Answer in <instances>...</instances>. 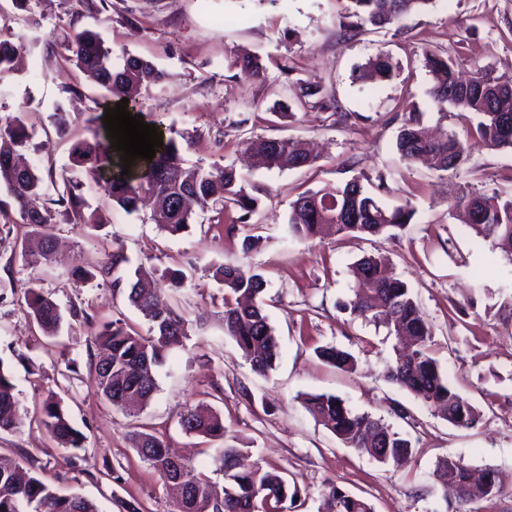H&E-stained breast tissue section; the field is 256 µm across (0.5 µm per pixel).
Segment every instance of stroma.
<instances>
[{"label":"stroma","instance_id":"obj_1","mask_svg":"<svg viewBox=\"0 0 512 512\" xmlns=\"http://www.w3.org/2000/svg\"><path fill=\"white\" fill-rule=\"evenodd\" d=\"M344 0H89L73 10L69 0H31L29 11L0 0V37L23 40L18 70L0 80V117L20 114L31 135L26 157L43 179L47 197L71 166L72 142L88 134L100 90L65 62L71 30L96 31L114 54L151 61L167 74L142 100L159 115L167 137L184 150L187 164L239 165V140L294 137L312 142L316 164L301 170L247 172L259 243L242 253V234L228 235L235 207L199 213L189 231H161L149 211L127 214L112 207L102 187L86 194L105 218L102 231L83 224L57 226L62 256L47 271L24 266L18 256L28 232L17 209L0 215V362L8 367L19 405V424L0 432V458L36 470L63 495L94 501L100 512H175L164 482L142 462L128 439L135 426L164 433L212 481L222 482L216 443L182 432L183 407L207 402L224 417L227 444L249 448L285 476L303 500L294 512H317L328 484L370 500L375 512H451L432 472L451 456L473 469H494L504 492L495 512H512V262L490 243L476 240L453 217L448 203L460 192L493 196L512 187V149L475 144L455 174L417 164L404 167L396 153L400 126L416 112L433 129L464 134L453 111L439 110L428 90L422 52L452 59L462 74L475 69L512 77V0H436L426 12L405 16L399 28L339 36ZM262 55L265 81L245 79L231 62L243 52ZM389 55L391 79L361 80L369 58ZM316 85L338 112L305 108L294 97ZM288 103L292 115L271 111ZM66 113L57 125L55 108ZM389 172L379 195L386 206L411 204L416 214L399 236L329 237L300 242L286 232L298 193L354 176ZM123 245L132 264L162 272L185 271L184 292L159 291L162 302L183 313L187 336L156 370L158 389L137 415L119 410L90 372L93 333L115 319L141 334L148 323L110 284L74 283L73 265L93 266L105 248ZM389 259L413 288L433 327L437 356L450 383L482 413L476 427L460 429L384 378L393 359L385 327L351 319L340 302L352 294L350 265L362 256ZM246 261L266 281L264 308L280 356L268 376L254 374L224 334V288L217 266ZM50 297L64 320L57 339L46 337L25 311V293ZM333 345L358 358L349 374L319 360L316 347ZM305 393H331L412 439V456L381 464L343 446L305 409ZM60 398L84 447L58 446L42 422L50 397ZM407 418H398L394 406Z\"/></svg>","mask_w":512,"mask_h":512}]
</instances>
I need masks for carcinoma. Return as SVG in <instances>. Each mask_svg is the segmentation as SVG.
I'll return each mask as SVG.
<instances>
[{
    "mask_svg": "<svg viewBox=\"0 0 512 512\" xmlns=\"http://www.w3.org/2000/svg\"><path fill=\"white\" fill-rule=\"evenodd\" d=\"M349 6L340 23L344 32H357L367 25L387 29L403 16L429 7L434 0H348ZM67 61L91 83L103 88L101 108L128 99V107L140 109L142 93L161 84L164 72L139 57H115L99 34L83 29L67 39ZM23 48L9 40H0V80L13 70L15 58ZM424 66L432 76L429 95L444 111L451 107L469 122L470 136L461 139L454 132L440 138L431 137L415 117L403 120L396 140L400 160L412 166L423 163L439 172L454 171L466 164L471 142L490 149L512 148V78L496 77L484 69L464 79L448 57L433 51L423 52ZM235 65L254 81L266 79V67L258 55L245 56ZM395 65L385 54L370 58L361 69V77L371 80L391 78ZM317 87H302L295 93L303 105L325 108ZM91 137L74 142L70 148L71 167L56 185L55 199L45 198L42 178L36 169L13 163L17 152L27 147L29 135L17 117L0 118V191L18 207L23 223L34 228L24 241L22 261L42 270L54 262L56 211L68 224H85L99 229L104 222L98 211H87L85 189L92 181L104 180L105 192L112 205L128 214L147 207L151 219L163 231L178 235L193 223L191 209L182 207L189 198L201 209L217 201L231 204L240 211L237 225H248L256 211L257 200L247 191V180L231 166L205 168L188 165L182 147L171 138H162L152 160L137 158L130 174H122L123 152L111 146L102 122V114L88 118ZM244 152L255 157L260 166L272 170L300 169L314 166L316 157L307 143L298 138H243L238 142ZM387 189V174L378 173L376 182L366 187L363 177L354 176L338 184L306 190L292 202L288 216V234L302 242L319 237L330 227L340 236L362 238L386 233L396 234L411 223L415 209L408 203L392 208L384 206L378 192ZM500 203L490 206L483 194L472 192L459 196L451 208L462 213V223L479 240L508 248L512 261V193L498 194ZM130 259L117 247L105 254L95 268L76 266L71 278L89 283L97 278L111 280L112 288L124 294L128 304L150 324L151 335L142 336L121 321L102 324L94 334L99 352L90 360L98 385L112 406L121 410L148 405L157 390L153 369L164 364L169 347L187 335V320L173 309L158 306L154 290L141 283L142 268L124 272ZM350 271L355 291L342 303V310L356 320L386 326L396 336L395 359L388 365L385 378L416 400L434 409L457 428H472L479 413L448 381L432 350V328L410 285L397 277L382 256L366 255L354 262ZM214 278L224 285V333L230 337L258 375L266 376L276 368L279 344L275 329L265 312L262 293L263 276L243 263L225 264L214 271ZM163 282L175 290L187 281L181 270L167 269ZM26 311L48 336L60 329L63 314L49 297L25 298ZM317 355L327 364L346 373L356 371V357L335 346L317 348ZM303 404L308 412L344 445L371 459L386 464L411 454L413 445L403 433L369 413L350 409L338 397L326 393H306ZM17 400L10 375L0 362V431L15 427ZM44 426L65 449L83 448L84 436L76 429L60 402L50 399L44 405ZM179 424L189 435L224 439L223 417L200 406H187L179 414ZM131 442L140 458L161 480L171 475L173 452L163 436L134 431ZM242 450L236 447L217 449L215 461L224 478L222 502H211L215 493L210 478L181 460L183 482L195 493L196 508L191 512H286L287 502H296L297 489L275 470L260 462L249 467L240 463ZM434 478L443 486L457 491L455 512H474L471 504L479 499L493 505L503 488L492 469L483 473V485L472 492L470 469L458 462L448 469V458L437 462ZM0 512H99L98 506L78 495L63 496L37 475L24 480L16 470L0 464ZM318 512H374L367 498L352 494L336 484H329L320 496Z\"/></svg>",
    "mask_w": 512,
    "mask_h": 512,
    "instance_id": "carcinoma-1",
    "label": "carcinoma"
}]
</instances>
